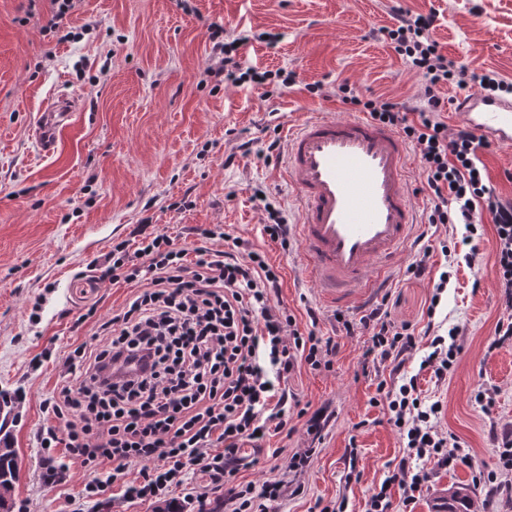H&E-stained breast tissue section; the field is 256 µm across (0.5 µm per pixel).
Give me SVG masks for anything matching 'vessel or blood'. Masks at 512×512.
Wrapping results in <instances>:
<instances>
[{
  "label": "vessel or blood",
  "instance_id": "vessel-or-blood-1",
  "mask_svg": "<svg viewBox=\"0 0 512 512\" xmlns=\"http://www.w3.org/2000/svg\"><path fill=\"white\" fill-rule=\"evenodd\" d=\"M78 105L47 103L30 128L40 154H57ZM458 122L485 143L512 147V98L482 93L453 101ZM409 149L368 118L316 116L288 135L284 174L301 203L296 226L303 272L321 288H371L411 240L418 222Z\"/></svg>",
  "mask_w": 512,
  "mask_h": 512
}]
</instances>
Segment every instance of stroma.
Segmentation results:
<instances>
[{
    "mask_svg": "<svg viewBox=\"0 0 512 512\" xmlns=\"http://www.w3.org/2000/svg\"><path fill=\"white\" fill-rule=\"evenodd\" d=\"M79 0L67 22L78 39L57 41L47 27L50 0H0V392L27 394L9 427L20 476L15 512H73L89 478L71 464L65 480L44 481L48 457L36 435L51 419L46 399L62 385L64 352L89 340L94 320L79 322L88 308L97 317L120 310L133 285L88 287L89 265L104 259L115 240L129 238L141 222L182 239L191 226L223 225L244 244L261 249L281 277L279 301L301 332L331 340L330 369L300 366L288 378L293 404L287 426L248 443L236 482L275 477L297 455L305 466L289 473L277 512H323L343 507L366 512L367 500L404 455L383 407L372 405L378 383L394 386L416 376L427 402H439L438 425L471 455L470 465L428 463L430 479L404 501L392 487L390 512H430L435 496L451 484L473 487L474 512H512V482L501 477L496 437L512 432V340L494 344L505 314L497 283L494 231L486 229L475 253L458 246L456 272L436 312H429L432 279L445 271L440 252L429 258L430 276L405 269L443 236V228L418 224L404 253L379 287L349 296L343 305L325 298L303 275L299 242L271 241L251 198L265 190L296 226L299 210L283 174V156L264 160L239 154L242 142L286 140L289 131L321 112L347 118L336 96L346 80L363 94L417 105L422 76L385 42L396 10H436L433 36L449 59L492 69L512 80V0ZM226 33L243 28L281 34L277 47L250 41L244 64L298 75L297 85L235 87L210 76L206 24ZM317 83L319 95L306 87ZM77 96L81 109L63 133L57 154L37 153L29 128L45 103ZM233 164H226V157ZM492 185L512 201V147L480 150ZM40 305L41 320L29 319ZM409 325L416 346L402 367L374 369L364 352L368 330L345 335L337 315L357 320L373 309ZM461 326L457 363L446 380L421 369L429 323ZM42 356L31 370L30 361ZM494 387L492 403L477 392ZM321 416L319 430L310 421ZM497 475L476 482V472ZM183 512H225L224 486L201 472L189 474L170 495Z\"/></svg>",
    "mask_w": 512,
    "mask_h": 512,
    "instance_id": "1",
    "label": "stroma"
}]
</instances>
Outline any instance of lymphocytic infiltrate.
<instances>
[{"label": "lymphocytic infiltrate", "instance_id": "lymphocytic-infiltrate-1", "mask_svg": "<svg viewBox=\"0 0 512 512\" xmlns=\"http://www.w3.org/2000/svg\"><path fill=\"white\" fill-rule=\"evenodd\" d=\"M436 21L433 12L399 10L394 25L382 31L390 47L421 74L422 109L382 95L361 97L345 82L336 95L397 129L418 152L422 188L430 200L428 223L463 225L461 242L467 245L492 222L497 279L508 313L495 328L503 342L512 338V204L490 183L478 156L482 141L466 128L449 133L437 90L476 86L485 95L511 98L512 81L448 60L433 37ZM248 41L241 33L230 42L213 43L212 75L238 86L296 85L294 71L243 66L238 51ZM106 279L136 290L118 312L96 320L90 341L62 357L64 383L59 399L44 404L54 423L39 433L41 447H65L92 470L83 490L91 501L106 491L112 475L134 467L138 477L126 485V497L158 502L184 484L189 467L196 466L227 484V512H270L284 483L234 484L240 444L287 425L289 374L301 363L314 370L325 365L332 343L299 331L277 299L278 271L263 252L244 249L219 225L195 228L193 239L180 244L162 232L121 240L89 285ZM359 326L371 333L367 353L377 364L399 361L416 344L408 325L378 308L360 322H342L349 336ZM459 334L454 327L447 335H433L422 369L446 379L457 362ZM384 398L407 455L372 492L367 512H389L392 486L408 494L418 491L430 477L428 462H470L438 431L440 407L424 404L416 379L388 390ZM106 463L112 466L108 477L101 472Z\"/></svg>", "mask_w": 512, "mask_h": 512}]
</instances>
